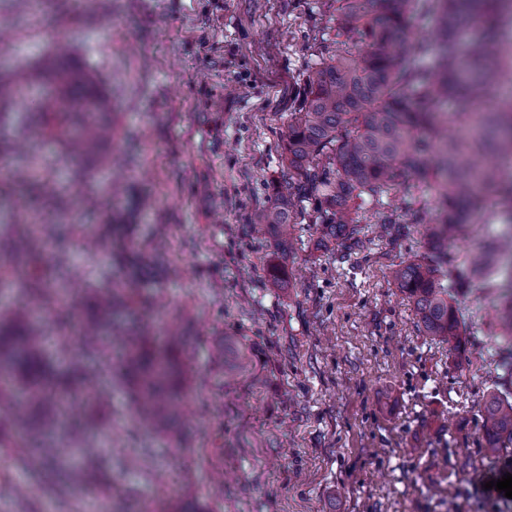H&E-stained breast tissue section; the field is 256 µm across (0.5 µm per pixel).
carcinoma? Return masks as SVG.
Here are the masks:
<instances>
[{"label": "carcinoma", "instance_id": "1", "mask_svg": "<svg viewBox=\"0 0 512 512\" xmlns=\"http://www.w3.org/2000/svg\"><path fill=\"white\" fill-rule=\"evenodd\" d=\"M336 52L321 58L308 72L299 111L292 113L285 144L288 193H277L268 208L257 213L255 226L274 233L284 251L291 247L290 228L297 204L313 196L317 221L326 234L341 239L348 252L361 243L360 203L378 201L407 175L428 184L439 204L436 222L427 225L432 254L392 271L401 292L410 299L424 332L448 342L457 354L466 338L449 290L438 286L439 265L448 258V242L467 223L461 205L495 185L497 168L479 158L512 160V107L484 116L478 108L495 97L500 81H512V0H335ZM107 0H77L76 10L107 14ZM431 17L438 27L439 62L435 70L415 64L428 46L414 43L409 23ZM477 26L483 37L461 59L459 34ZM32 82L22 73L0 75V119L15 114L18 134L32 122L60 130L59 160L76 152L98 155V165L110 159L99 154L112 137L103 121L106 100L94 90L95 78L66 52L58 53L46 70L49 92L41 111L14 113L15 92ZM458 135H448V123ZM421 221L418 210L407 223L384 215L381 223L397 233ZM512 252V239L485 243L472 256L473 273L492 282L501 273L500 255ZM0 253L13 265L7 272L19 280L23 303L0 310V415L7 414L21 439L15 451L30 468L59 479L78 491L110 490L105 461L90 439L104 406L98 398L89 412L72 418L67 435L80 452V463L62 466L64 449L48 440V430L63 414L60 397L77 395L104 378L112 384V333L100 331L86 315H68L59 322V335L81 336L82 354L65 370L57 369L41 350L43 333L32 323L33 308H48L63 297L91 300L103 311L122 305L126 297L112 288H79L68 268V253L58 246L42 251L37 240L21 233ZM119 373L129 387L133 411L141 427L168 432L177 421L178 398L172 376L171 353L181 336L169 332L168 347L146 348L143 335L124 334ZM484 433L487 452L512 446V394L491 393L486 404Z\"/></svg>", "mask_w": 512, "mask_h": 512}]
</instances>
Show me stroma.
<instances>
[{
  "mask_svg": "<svg viewBox=\"0 0 512 512\" xmlns=\"http://www.w3.org/2000/svg\"><path fill=\"white\" fill-rule=\"evenodd\" d=\"M333 18L332 0H109L107 17L88 25L70 0H38L26 13L0 0L9 24L0 72L46 67L63 37L112 98L105 150L122 163L120 197L90 159L71 165L97 202L85 229H122L96 251L73 235V275L98 283L108 271L131 287L114 319L148 322L149 345L175 327L187 338L176 431L143 429L125 386L112 385L96 437L113 503L135 512L168 498L185 512H512V499L487 486L512 474V448L488 456L483 431L488 393L512 388L497 362L507 341L496 292L477 280L455 292L467 338L459 356L423 332L390 277L431 249L423 225L395 238L380 217L407 206L433 216L430 190L401 184L364 204L362 243L349 254L315 224L312 198L288 252L251 228L288 184V122ZM30 135L38 159L7 155L0 177L1 239L46 220L43 201L24 190L57 169L56 147L46 127ZM509 231L485 198L450 244L442 284L481 240ZM274 264L285 273L278 288ZM10 435L0 419V512H16L21 493L38 512H103L95 496L43 491L10 454Z\"/></svg>",
  "mask_w": 512,
  "mask_h": 512,
  "instance_id": "stroma-1",
  "label": "stroma"
}]
</instances>
